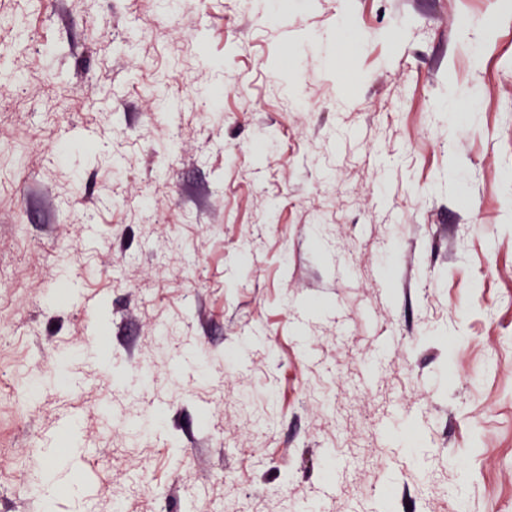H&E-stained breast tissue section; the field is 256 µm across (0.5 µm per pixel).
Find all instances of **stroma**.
<instances>
[{"instance_id": "1", "label": "stroma", "mask_w": 512, "mask_h": 512, "mask_svg": "<svg viewBox=\"0 0 512 512\" xmlns=\"http://www.w3.org/2000/svg\"><path fill=\"white\" fill-rule=\"evenodd\" d=\"M16 12L0 512H512V0Z\"/></svg>"}]
</instances>
